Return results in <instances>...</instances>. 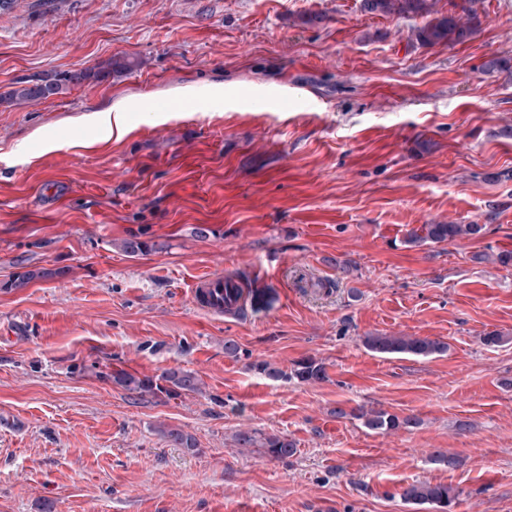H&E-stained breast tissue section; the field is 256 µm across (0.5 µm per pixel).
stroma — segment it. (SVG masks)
Returning a JSON list of instances; mask_svg holds the SVG:
<instances>
[{
	"instance_id": "stroma-1",
	"label": "stroma",
	"mask_w": 512,
	"mask_h": 512,
	"mask_svg": "<svg viewBox=\"0 0 512 512\" xmlns=\"http://www.w3.org/2000/svg\"><path fill=\"white\" fill-rule=\"evenodd\" d=\"M453 2L415 18L361 0L0 11V93L134 63L0 108V512H436L401 501L416 479L457 488L453 512H512V266L473 259L512 251V0L473 18ZM448 13L475 34L420 45L417 28ZM190 84L224 99L166 111ZM119 100L138 120L125 137L82 125ZM425 224L482 231L406 244ZM132 236L155 250L124 253ZM36 268L60 275L10 288ZM208 273L247 278L242 314L193 304ZM493 331L507 343L485 345ZM371 333L448 351L379 355ZM306 357L327 380L255 369ZM116 365L191 370L203 391L141 397L113 383ZM339 405L419 424L373 433ZM240 429L297 453L236 447ZM132 65L133 63L127 60L112 61V58H110L103 61L96 70L60 72L53 76L23 82L27 85L0 94V106L10 108L22 106L34 100L47 99L48 95L42 93L44 88L50 90L53 96L64 95L75 87L83 86L90 81L99 80L109 75L114 69H129ZM233 442L239 448H257L262 457L270 460H285L293 456L297 449L287 436L267 434L257 430H239L233 435Z\"/></svg>"
}]
</instances>
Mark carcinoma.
<instances>
[{
    "label": "carcinoma",
    "instance_id": "carcinoma-1",
    "mask_svg": "<svg viewBox=\"0 0 512 512\" xmlns=\"http://www.w3.org/2000/svg\"><path fill=\"white\" fill-rule=\"evenodd\" d=\"M366 9L379 12H396L405 16H417L427 10L426 0H365ZM475 33V28L460 24L455 17L448 15L434 19L418 31V38L425 44L441 42H462ZM132 62L112 61L107 59L97 68L79 72H60L41 79L30 80L27 84L0 94V106L10 108L22 106L30 101L47 98L43 89H48L53 95H64L68 91L83 86L112 73L116 69H129ZM482 231L480 224H424L421 229L407 239L409 244L419 242H444L462 237H471ZM120 248L125 253L136 255L155 248V245L131 237L120 242ZM61 271L47 269L26 270L15 276L8 287L23 289L37 279L53 278ZM363 345L371 352L381 355H411L416 357L441 356L448 351V344L440 339L421 338L419 336H395L375 333L363 337ZM252 368L272 380H297L301 382L324 381L327 378L325 366L313 358H303L294 363L293 369L286 371L268 362L252 365ZM113 381L127 391L154 397L164 396L168 399L178 398L182 394L198 393L202 382L197 373L183 369H170L159 379L140 378L126 370L112 372ZM356 418L362 425L373 432L384 433L399 428H411L418 425V420L412 416L400 418L383 410L364 408L346 410L336 408V417ZM171 442L183 448H193V438L178 428L162 430ZM233 442L239 448H255L259 454L271 460H285L296 453V446L286 436L267 434L257 430H239L233 435ZM460 492L442 484L428 480L416 479L406 484L400 490L399 497L406 504H429L440 508V512H451L452 506Z\"/></svg>",
    "mask_w": 512,
    "mask_h": 512
}]
</instances>
